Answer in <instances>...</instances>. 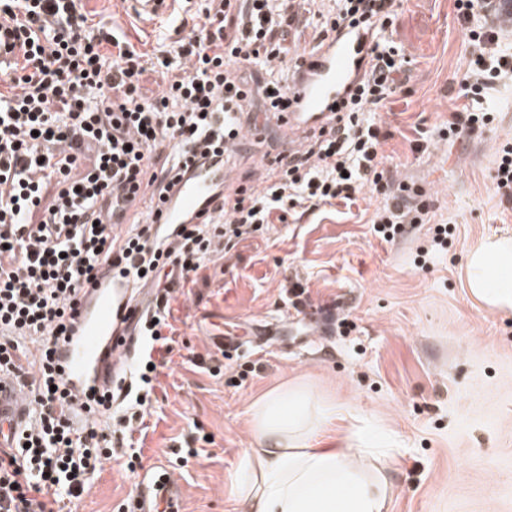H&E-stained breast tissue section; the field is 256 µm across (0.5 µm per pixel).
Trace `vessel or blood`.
<instances>
[{
  "label": "vessel or blood",
  "mask_w": 512,
  "mask_h": 512,
  "mask_svg": "<svg viewBox=\"0 0 512 512\" xmlns=\"http://www.w3.org/2000/svg\"><path fill=\"white\" fill-rule=\"evenodd\" d=\"M178 0H128L135 15L157 22L170 19ZM372 35L365 29H343L322 39L306 65L288 84L289 111L271 117L284 142L295 144L328 124L337 101L361 82L368 68L365 57ZM232 138L223 151L195 162L170 191L165 203L154 207L158 226L197 224L213 214L224 197L239 191L240 182L225 161ZM149 290L106 271L87 285L75 300V317L68 338L60 345L57 362L73 401L70 417L82 427L89 417L85 400L90 391L124 394L127 380L116 377L121 361L138 352L133 329L148 303ZM30 415V404L16 380L0 372V451L13 447ZM178 501L179 491L163 472L141 479L130 512H150L153 498Z\"/></svg>",
  "instance_id": "1"
}]
</instances>
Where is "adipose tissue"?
Masks as SVG:
<instances>
[{
	"label": "adipose tissue",
	"mask_w": 512,
	"mask_h": 512,
	"mask_svg": "<svg viewBox=\"0 0 512 512\" xmlns=\"http://www.w3.org/2000/svg\"><path fill=\"white\" fill-rule=\"evenodd\" d=\"M466 281L486 308L512 310V240L486 238L469 251ZM308 397L276 389L251 405L245 451L248 512H389L392 486L377 449L361 434L345 446L315 447Z\"/></svg>",
	"instance_id": "1"
}]
</instances>
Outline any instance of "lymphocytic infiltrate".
<instances>
[{"instance_id": "obj_1", "label": "lymphocytic infiltrate", "mask_w": 512, "mask_h": 512, "mask_svg": "<svg viewBox=\"0 0 512 512\" xmlns=\"http://www.w3.org/2000/svg\"><path fill=\"white\" fill-rule=\"evenodd\" d=\"M85 2L0 0L23 47L0 74V371L23 383L33 414L17 448L0 457V512H64L118 448L135 468L142 441L133 423L157 399L175 293L274 211H313L367 189L382 199L372 220L382 240L427 221L425 207L391 189L375 119L404 70L402 49L386 36L402 0H203L188 33L152 54L95 26ZM455 6L472 54L461 96L512 84V43L489 24L486 0ZM307 24L314 42L346 26L373 29L366 80L312 143L276 151L261 189L225 201L212 222L177 228L175 241L156 234L149 209L115 232L136 202L126 187L163 198L189 161L234 127L288 111L285 71L310 54H290L287 36ZM151 69L173 76L149 97L142 80ZM106 266L152 284L153 308L138 325L153 353L123 410L90 394L92 417L76 430L56 354L70 332L69 301Z\"/></svg>"}]
</instances>
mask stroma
I'll return each mask as SVG.
<instances>
[{"label": "stroma", "mask_w": 512, "mask_h": 512, "mask_svg": "<svg viewBox=\"0 0 512 512\" xmlns=\"http://www.w3.org/2000/svg\"><path fill=\"white\" fill-rule=\"evenodd\" d=\"M87 8L143 50L170 29L143 25L123 0ZM391 31L407 64L380 115L385 168L422 192L430 221L381 241L370 224L381 199L365 190L303 216L276 212L203 264L173 304L178 336L143 450L144 464L172 471L183 512H247L238 492L250 406L284 385L321 409L314 443L362 432L388 449L389 512H512V312L475 302L463 274L472 245L512 238V204L494 184L497 150L512 144V87L479 100L494 113L490 128L449 140L442 132L471 65L453 0H405ZM434 224L454 229L441 253L430 249ZM328 307L346 327L313 335ZM296 310L302 323L264 347L221 355L208 340ZM190 441L198 456L187 455ZM137 481L122 460L107 462L71 510L121 512Z\"/></svg>", "instance_id": "stroma-1"}]
</instances>
